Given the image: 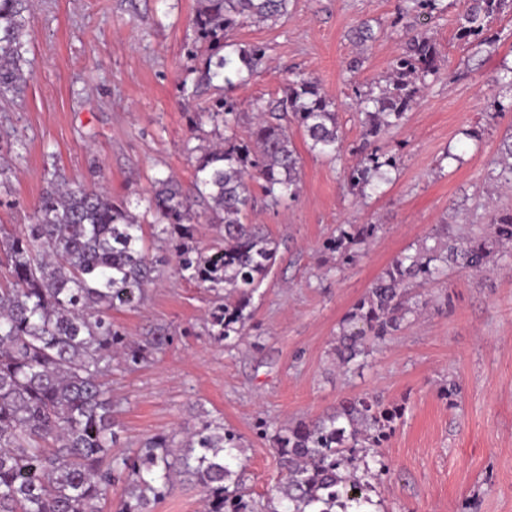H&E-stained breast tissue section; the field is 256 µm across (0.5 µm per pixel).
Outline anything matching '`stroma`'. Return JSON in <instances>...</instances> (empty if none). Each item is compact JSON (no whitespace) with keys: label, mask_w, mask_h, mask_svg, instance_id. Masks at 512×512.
I'll return each mask as SVG.
<instances>
[{"label":"stroma","mask_w":512,"mask_h":512,"mask_svg":"<svg viewBox=\"0 0 512 512\" xmlns=\"http://www.w3.org/2000/svg\"><path fill=\"white\" fill-rule=\"evenodd\" d=\"M466 5L437 0L429 13L414 0H291L277 24L236 31L265 57L250 83L225 94L198 82L206 54L193 25L197 0H34L25 90L0 98V227L32 223L57 176L104 187L144 214L155 178L190 186L197 147L218 137L199 114L224 94L245 139L251 100L278 97L284 79L314 78L334 100L343 136L333 160L310 152L292 127L298 198L271 207L254 194L278 252L252 297L245 341L207 335L215 291L170 265L140 306L113 312L129 339L158 326L171 336L139 365L112 369L114 455L205 413L240 435L246 485L264 497L282 473L263 423L313 419L343 398L375 394L404 414L370 464L373 512H512V261L482 275L450 273L419 321L359 372L337 369L330 354L345 314L397 254L438 225L512 210V191L488 178L512 133V96L497 81L512 67V14L493 20L488 44H466L456 36ZM415 34L439 44L440 69L375 143L397 159L391 183L360 193L345 177L363 143L356 99L384 84ZM353 224L374 234L342 267L329 242Z\"/></svg>","instance_id":"obj_1"}]
</instances>
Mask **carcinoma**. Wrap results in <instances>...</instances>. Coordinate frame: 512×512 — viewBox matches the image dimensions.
I'll return each instance as SVG.
<instances>
[{"label":"carcinoma","mask_w":512,"mask_h":512,"mask_svg":"<svg viewBox=\"0 0 512 512\" xmlns=\"http://www.w3.org/2000/svg\"><path fill=\"white\" fill-rule=\"evenodd\" d=\"M290 0H199L197 37L210 51L200 82L248 84L265 55L259 45H237L248 24H275ZM30 0H0V97L26 84V14ZM512 0H472L457 21L458 39L482 37ZM442 53L429 37L414 35L396 57L378 94L359 95L366 135L378 138L400 125L416 104L417 82L437 73ZM251 135L238 138L236 105L228 98L207 112L224 126L220 141L198 147L192 191L172 176L155 180L150 225L158 254L145 245L140 216L108 191L53 182L34 211V223L0 231V512H103L116 473L126 490L117 512H148L182 476L198 488L205 512H364L371 484L367 457L385 446L402 408L374 395L347 397L329 413L272 430L284 474L265 502L246 498L241 437L224 424L201 419L146 439L122 458L108 378L113 363L128 367L170 342L159 328L139 342L112 323V311L138 307L146 288L176 259L189 281L225 291L224 306L209 313V333L247 335L252 295L271 271L278 244L259 224L243 221L253 209L251 182L276 204L299 193L300 157L295 124L311 151L337 154L342 134L336 104L311 79L286 80L281 96L256 99ZM395 157L363 154L347 170L354 187L391 180ZM494 179L512 183V143L496 162ZM223 232L219 247L198 246L199 218ZM435 244H429V240ZM512 259V211L490 215L488 225L442 224L416 247L397 255L343 319L332 340L336 367H360L377 346L416 321L427 302L411 289L438 283L448 272H480Z\"/></svg>","instance_id":"obj_1"}]
</instances>
